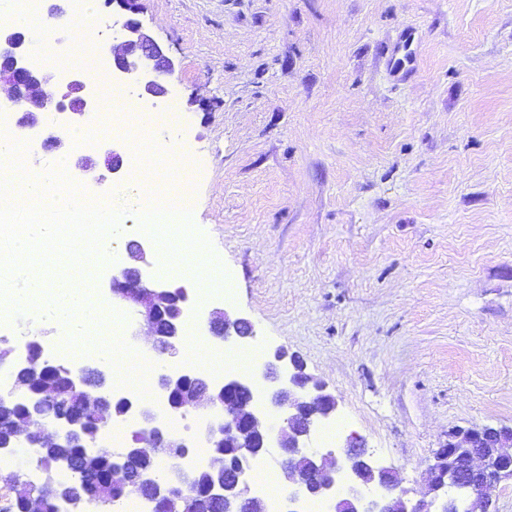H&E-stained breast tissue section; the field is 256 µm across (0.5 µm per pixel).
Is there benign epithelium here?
<instances>
[{
  "label": "benign epithelium",
  "mask_w": 512,
  "mask_h": 512,
  "mask_svg": "<svg viewBox=\"0 0 512 512\" xmlns=\"http://www.w3.org/2000/svg\"><path fill=\"white\" fill-rule=\"evenodd\" d=\"M113 2L129 16L112 32L125 48L124 53L113 56L112 72L131 81L141 97L164 96L166 89L159 77L174 73V59L134 18L138 0ZM32 53L29 33L0 28V84L10 89L7 111L20 114L19 125H38L40 114L52 106L71 114L76 123L95 111L87 80L79 72L56 83V94L34 99L32 93L50 76L29 62ZM151 250L145 239L129 244L130 263L112 269L109 292L112 300L148 327L161 349L173 350L185 339V311L193 303L194 288L152 274ZM210 327L226 342L241 345L254 338L249 321H232L221 309L211 312ZM90 375L92 371L84 369L71 378L68 391L48 389L43 395L68 405L70 394L86 390ZM262 376L274 386L261 390L250 377L231 379L218 387L200 380L188 389L186 374L163 373L159 377V385L167 393L184 389L179 409L207 417L222 413V419L206 429L205 440L210 448L236 449L238 466L229 467L224 457L212 456L207 495L217 512H262L263 501L250 495L245 469L251 460L269 454L273 442L280 450V466L288 481L286 512H297L294 505L310 497L335 498V512H448V502L453 499L461 503L464 512H490L493 492L502 481L512 479V427L455 430L448 433V444L437 450L430 466L433 497L411 506L395 472L375 466L361 438L347 437L338 454H317L308 448L312 433L335 411L336 401L305 373L299 360L278 350L263 364ZM138 414L145 427L135 433L133 443L114 450L113 457L125 461L144 455L148 447L162 448L171 470L160 479L117 465L112 488L134 489L153 504L154 512H196L191 473L175 465L188 452L186 441L158 427L153 412L142 409Z\"/></svg>",
  "instance_id": "1"
}]
</instances>
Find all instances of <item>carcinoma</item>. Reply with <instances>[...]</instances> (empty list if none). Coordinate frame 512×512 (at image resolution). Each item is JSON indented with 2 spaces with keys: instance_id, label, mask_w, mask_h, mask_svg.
Listing matches in <instances>:
<instances>
[{
  "instance_id": "cac0c4a2",
  "label": "carcinoma",
  "mask_w": 512,
  "mask_h": 512,
  "mask_svg": "<svg viewBox=\"0 0 512 512\" xmlns=\"http://www.w3.org/2000/svg\"><path fill=\"white\" fill-rule=\"evenodd\" d=\"M31 362L36 363L37 368L20 377V384L25 389L23 397L11 404H0L1 443L14 441L13 433L27 418L29 392L52 386L62 388L69 382L70 368L48 362L37 346L33 348L30 357L16 364V368H25ZM120 412L121 404L112 403L106 412H100L83 423V431L61 438L56 445L49 443L39 447L37 458L44 473V481L37 488V494L43 500L47 512H56L57 503L61 500L80 502L87 498L93 486L103 480H112V454H100L95 466L88 470L81 466V461L90 448L94 434L106 427L111 414ZM61 469L68 471L71 479L59 480L57 474ZM0 512H26L25 499L17 496L10 485L0 487Z\"/></svg>"
}]
</instances>
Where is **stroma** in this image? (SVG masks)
Masks as SVG:
<instances>
[{
	"label": "stroma",
	"instance_id": "35a3bbf8",
	"mask_svg": "<svg viewBox=\"0 0 512 512\" xmlns=\"http://www.w3.org/2000/svg\"><path fill=\"white\" fill-rule=\"evenodd\" d=\"M190 118L168 142L200 171L189 231L233 286L196 307L244 317L335 395L412 501L458 428L512 426V0H140ZM412 30L416 72L380 60ZM66 176L144 197L102 149ZM92 167L85 175L78 161Z\"/></svg>",
	"mask_w": 512,
	"mask_h": 512
}]
</instances>
